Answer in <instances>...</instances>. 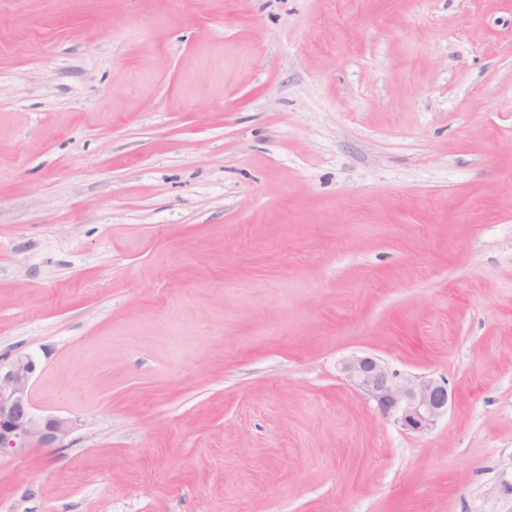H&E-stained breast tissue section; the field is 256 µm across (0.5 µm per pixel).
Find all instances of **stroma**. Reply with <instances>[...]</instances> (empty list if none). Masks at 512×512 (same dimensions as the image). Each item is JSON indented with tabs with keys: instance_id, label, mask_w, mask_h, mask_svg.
I'll return each mask as SVG.
<instances>
[{
	"instance_id": "1",
	"label": "stroma",
	"mask_w": 512,
	"mask_h": 512,
	"mask_svg": "<svg viewBox=\"0 0 512 512\" xmlns=\"http://www.w3.org/2000/svg\"><path fill=\"white\" fill-rule=\"evenodd\" d=\"M21 354L0 512H512V0H0ZM36 363L30 355L0 359V457H22L34 448L60 444L71 432V421L36 412L31 381ZM341 372L383 415L394 416L404 430L413 433L434 427L448 413L453 399L445 383L427 377H402L369 354L345 359Z\"/></svg>"
}]
</instances>
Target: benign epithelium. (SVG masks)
<instances>
[{
  "mask_svg": "<svg viewBox=\"0 0 512 512\" xmlns=\"http://www.w3.org/2000/svg\"><path fill=\"white\" fill-rule=\"evenodd\" d=\"M36 363L29 355L0 361V457H22L34 448L52 447L71 432V421L36 412L31 381ZM345 379L379 411L413 433L429 431L448 413L453 393L427 377H403L378 357L355 355L341 364Z\"/></svg>",
  "mask_w": 512,
  "mask_h": 512,
  "instance_id": "7a95c632",
  "label": "benign epithelium"
}]
</instances>
